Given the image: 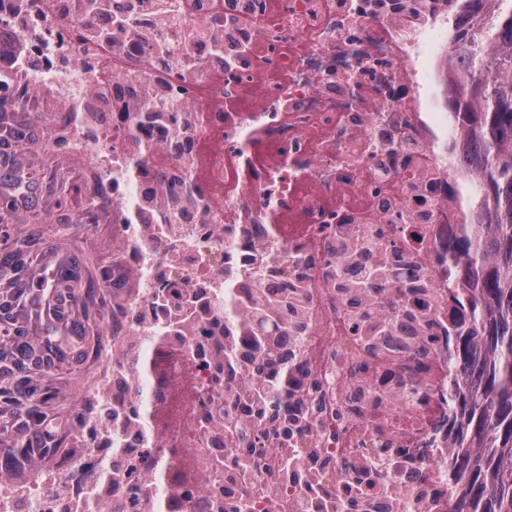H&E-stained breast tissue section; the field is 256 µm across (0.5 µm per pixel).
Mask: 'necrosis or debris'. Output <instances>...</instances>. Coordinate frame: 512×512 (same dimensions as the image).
Instances as JSON below:
<instances>
[{
    "label": "necrosis or debris",
    "instance_id": "1",
    "mask_svg": "<svg viewBox=\"0 0 512 512\" xmlns=\"http://www.w3.org/2000/svg\"><path fill=\"white\" fill-rule=\"evenodd\" d=\"M461 14L459 0H0V34L15 38L0 95L34 89L74 113L68 135L112 191L116 243L83 448L23 493L0 485V512H448L451 356L469 329L452 248L477 191L437 97ZM157 96L178 124L134 113ZM154 189L178 199L190 235L175 236ZM267 246L288 269L260 280ZM376 262L389 279L357 293ZM228 270L242 294H305L294 391L256 449L251 431L228 443L215 427L250 418L230 392L243 365L217 363ZM197 293L188 335L165 310ZM396 307L405 325L369 345L360 313ZM297 452L307 472L285 477ZM246 453L250 469L233 470Z\"/></svg>",
    "mask_w": 512,
    "mask_h": 512
}]
</instances>
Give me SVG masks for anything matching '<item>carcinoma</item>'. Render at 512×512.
<instances>
[{
    "label": "carcinoma",
    "mask_w": 512,
    "mask_h": 512,
    "mask_svg": "<svg viewBox=\"0 0 512 512\" xmlns=\"http://www.w3.org/2000/svg\"><path fill=\"white\" fill-rule=\"evenodd\" d=\"M451 67L462 78L445 99L462 140L458 150L466 168L480 179L483 206L488 208L456 240V276L472 282L470 330L460 337L458 407L467 417L468 447L450 454L448 469L467 473L457 488L453 512H469L468 502L484 501L482 512H512V0H487L474 27L461 17L452 38ZM383 263L365 269L355 291L366 293L383 281ZM298 295L262 300L224 294V317L236 319L235 332L257 346L252 376L234 398L249 404L262 420L268 408L292 394L288 369V303ZM399 312L366 330L377 343L398 326Z\"/></svg>",
    "instance_id": "cac0c4a2"
}]
</instances>
